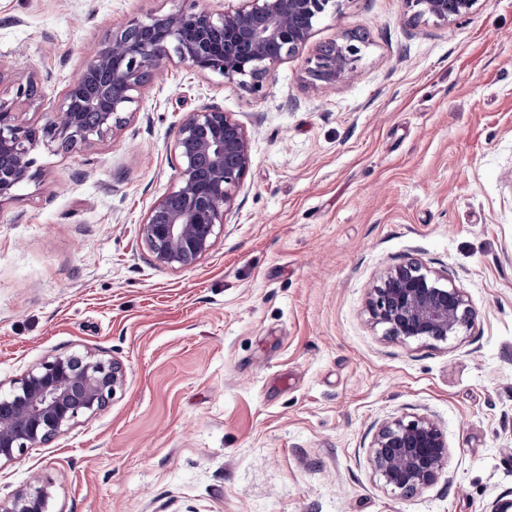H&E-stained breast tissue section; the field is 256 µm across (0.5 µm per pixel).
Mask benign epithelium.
<instances>
[{
    "label": "benign epithelium",
    "mask_w": 512,
    "mask_h": 512,
    "mask_svg": "<svg viewBox=\"0 0 512 512\" xmlns=\"http://www.w3.org/2000/svg\"><path fill=\"white\" fill-rule=\"evenodd\" d=\"M342 0H240L222 11L176 9L112 31L70 83L43 135L16 123L0 99V202L37 177L31 151L41 137L61 150L122 130L135 93L164 61L217 74L251 92L270 70L312 38L318 19ZM417 20L446 23L469 15L476 0H404ZM351 36L321 45L306 61L312 85L334 83L354 70L361 48ZM181 161L176 187L153 205L139 233L153 260L172 269L193 266L213 245L216 227L233 210L250 164L244 126L215 106L189 111L174 144ZM369 313L385 336L403 343L446 344L468 329L473 309L464 289L422 261L388 268L370 291ZM120 363L92 354L52 356L11 383L0 399V463L68 432L102 411L121 389ZM448 460L447 438L431 419L385 423L371 444L384 485L403 495L433 486ZM52 485L42 480L0 495V512H49Z\"/></svg>",
    "instance_id": "benign-epithelium-1"
}]
</instances>
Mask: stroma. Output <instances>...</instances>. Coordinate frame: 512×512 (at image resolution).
I'll use <instances>...</instances> for the list:
<instances>
[{"mask_svg":"<svg viewBox=\"0 0 512 512\" xmlns=\"http://www.w3.org/2000/svg\"><path fill=\"white\" fill-rule=\"evenodd\" d=\"M237 0H0V98L42 130L131 19ZM361 36L355 72L306 61ZM36 83L33 99L17 96ZM224 109L251 163L189 268L139 234L177 181L184 116ZM116 135L38 142L40 175L0 202V384L55 355L120 362L108 407L0 466V494L53 484V512H490L512 498V0L448 23L403 0H343L259 92L160 64ZM464 288L472 325L443 346L384 336L367 310L390 266ZM433 420L439 481L384 487L381 424ZM354 41L360 42V37L325 43L307 59L304 73L313 86H318L317 82L331 84L350 75L361 51Z\"/></svg>","mask_w":512,"mask_h":512,"instance_id":"35a3bbf8","label":"stroma"}]
</instances>
